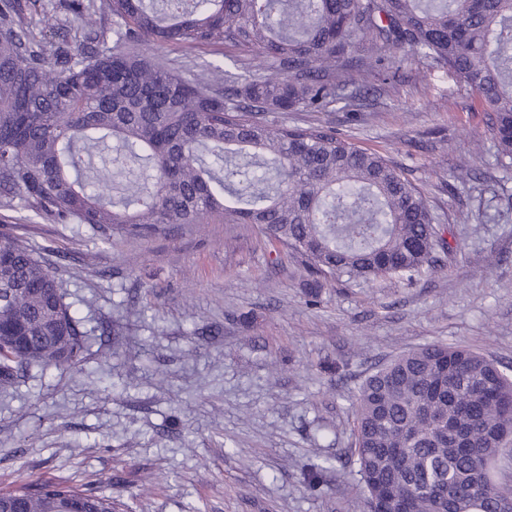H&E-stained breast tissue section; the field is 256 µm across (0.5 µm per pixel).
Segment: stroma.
<instances>
[{"instance_id":"stroma-1","label":"stroma","mask_w":512,"mask_h":512,"mask_svg":"<svg viewBox=\"0 0 512 512\" xmlns=\"http://www.w3.org/2000/svg\"><path fill=\"white\" fill-rule=\"evenodd\" d=\"M285 119L387 155L452 253L413 283L339 281L313 303L298 258L252 224L106 241L0 208V231L45 250L86 334L78 367L0 391V488L43 475L128 512H358L351 402L365 376L437 342L512 365V168L482 140L478 98L412 59L359 85L353 107Z\"/></svg>"}]
</instances>
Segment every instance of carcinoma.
Here are the masks:
<instances>
[{"label": "carcinoma", "instance_id": "1", "mask_svg": "<svg viewBox=\"0 0 512 512\" xmlns=\"http://www.w3.org/2000/svg\"><path fill=\"white\" fill-rule=\"evenodd\" d=\"M0 0V208L103 238L178 224H255L297 255L309 287L344 278L411 283L449 254L421 187L382 154L275 112H331L348 86L416 56L448 68L488 112L512 166V0ZM56 37L53 63L39 33ZM125 44L119 50L108 38ZM230 47L243 73L216 88L132 47ZM113 141L110 176L84 180L80 145ZM85 333L62 284L23 240L0 235V390L37 368L81 362ZM351 455L361 512H503L512 375L469 348L428 344L376 367L354 394ZM0 512H127L103 492L31 479Z\"/></svg>", "mask_w": 512, "mask_h": 512}]
</instances>
